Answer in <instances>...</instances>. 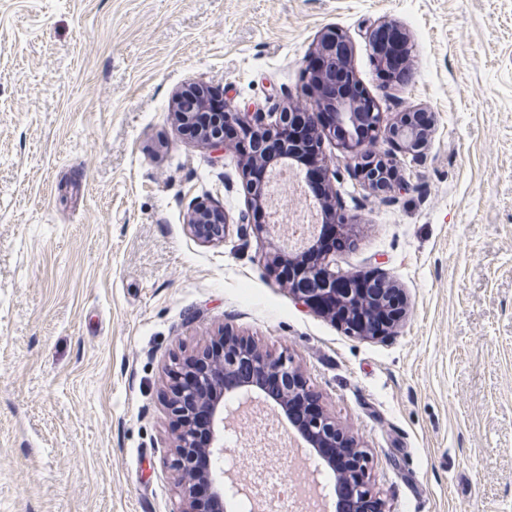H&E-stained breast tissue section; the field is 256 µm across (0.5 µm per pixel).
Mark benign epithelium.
<instances>
[{
	"label": "benign epithelium",
	"mask_w": 512,
	"mask_h": 512,
	"mask_svg": "<svg viewBox=\"0 0 512 512\" xmlns=\"http://www.w3.org/2000/svg\"><path fill=\"white\" fill-rule=\"evenodd\" d=\"M338 30H324L317 47L304 60V65L319 61L328 80L326 93L311 96L299 110L284 112H239L230 103H224V112L218 125L203 133L201 141L210 149L222 151L229 145L224 131L242 126L246 142L234 144L245 167L259 161L269 164L280 160H296L302 150L301 142L282 137L283 125L298 116L308 119L319 137L333 141L342 156L353 165L356 175L375 191L392 187L396 170L391 158L379 149L382 143L391 144L416 157L424 153L429 144L430 125L416 121L422 108H411L386 121L381 112H366L342 90L336 89L337 75L349 66L350 44L336 36ZM368 41L373 54L383 64H391L401 56L404 45L400 32L382 25L372 30ZM209 87L194 84L182 91L178 102L190 97L203 106ZM221 209L207 203L198 204L189 220L197 237L205 241H224L226 226ZM270 238L272 252L268 268L281 282L288 284L295 299L306 308L338 318H351L349 333L367 337L374 335L372 327L389 307L390 296L398 290L385 285L380 277L371 276L376 288L363 287V279L336 271L333 257L319 249L320 236L302 249L290 250L282 240L276 224L258 226ZM194 365L197 387H209L208 400L198 399L197 391L185 389L179 381L169 387L168 402L177 418L179 432L174 448L172 466L184 480L182 507L178 512H226L237 486L226 485L213 473L203 476L194 473V457L198 448L193 443L190 419L198 408L206 412L209 440L204 451L215 459L224 458V411L237 399L254 400L264 393L276 402L289 425L311 447L323 463L338 477L351 485L354 496L373 497L368 482L369 457L358 448L350 466L332 452L336 442L345 439L344 433L323 409L310 414L303 422L295 419V409L314 398L301 372L292 362L274 357L252 343L222 333L202 355L188 360Z\"/></svg>",
	"instance_id": "benign-epithelium-1"
}]
</instances>
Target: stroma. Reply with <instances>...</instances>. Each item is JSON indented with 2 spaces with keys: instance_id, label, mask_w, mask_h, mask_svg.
<instances>
[{
  "instance_id": "obj_1",
  "label": "stroma",
  "mask_w": 512,
  "mask_h": 512,
  "mask_svg": "<svg viewBox=\"0 0 512 512\" xmlns=\"http://www.w3.org/2000/svg\"><path fill=\"white\" fill-rule=\"evenodd\" d=\"M408 39L382 84L366 38ZM340 29L382 112L433 118L424 155L386 145L411 188L375 194L331 142V194L355 227L339 269L399 288L378 337L304 309L268 269L241 159L176 121L203 83L275 112L306 98L303 60ZM226 242L195 238L198 200ZM228 329L291 356L370 458L385 512H512V0H0V512H178L176 362ZM278 465L264 512H304L309 452Z\"/></svg>"
}]
</instances>
